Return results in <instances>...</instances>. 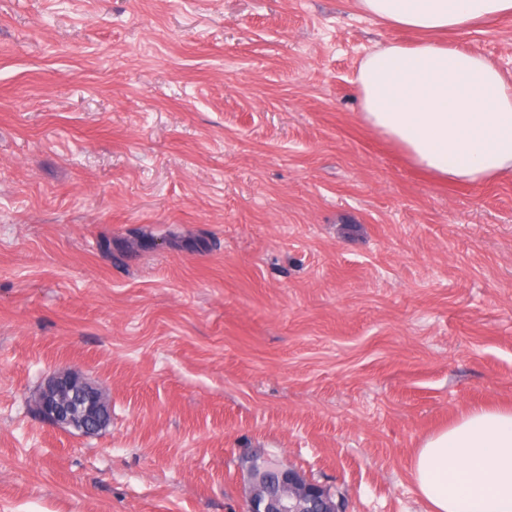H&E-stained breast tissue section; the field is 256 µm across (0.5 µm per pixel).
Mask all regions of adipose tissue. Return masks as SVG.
<instances>
[{
    "label": "adipose tissue",
    "mask_w": 512,
    "mask_h": 512,
    "mask_svg": "<svg viewBox=\"0 0 512 512\" xmlns=\"http://www.w3.org/2000/svg\"><path fill=\"white\" fill-rule=\"evenodd\" d=\"M384 23L461 31L512 16V0H357ZM364 121L421 169L480 184L512 172V83L489 59L431 40L365 57L355 78ZM410 475L427 512H512V408L475 409L429 436Z\"/></svg>",
    "instance_id": "obj_1"
}]
</instances>
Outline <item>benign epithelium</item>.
I'll return each instance as SVG.
<instances>
[{
  "instance_id": "benign-epithelium-1",
  "label": "benign epithelium",
  "mask_w": 512,
  "mask_h": 512,
  "mask_svg": "<svg viewBox=\"0 0 512 512\" xmlns=\"http://www.w3.org/2000/svg\"><path fill=\"white\" fill-rule=\"evenodd\" d=\"M101 392L80 376L58 372L37 397V407L52 425L82 431L100 430L110 418ZM249 495L245 512H343L331 490L292 467L252 457L248 467Z\"/></svg>"
}]
</instances>
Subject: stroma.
Listing matches in <instances>:
<instances>
[{
  "label": "stroma",
  "instance_id": "35a3bbf8",
  "mask_svg": "<svg viewBox=\"0 0 512 512\" xmlns=\"http://www.w3.org/2000/svg\"><path fill=\"white\" fill-rule=\"evenodd\" d=\"M355 0H0V512H243L247 458L426 512L422 441L512 405V174L444 181L354 79ZM442 41L512 74V16ZM73 372L112 410L47 422ZM63 395L68 396L66 402L62 401ZM103 402L97 388L80 376L64 371L50 376L37 397V407L50 424L85 432L101 430L109 424Z\"/></svg>",
  "mask_w": 512,
  "mask_h": 512
}]
</instances>
